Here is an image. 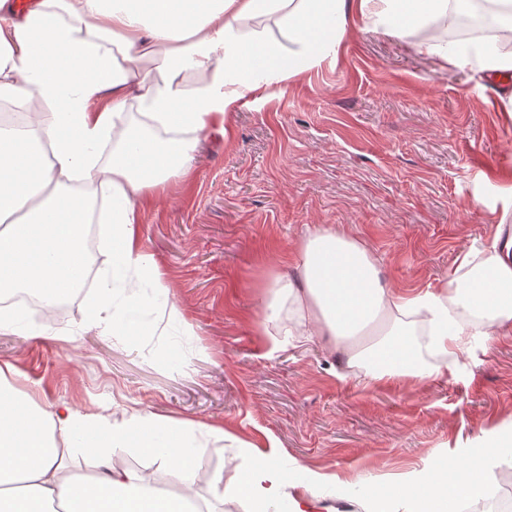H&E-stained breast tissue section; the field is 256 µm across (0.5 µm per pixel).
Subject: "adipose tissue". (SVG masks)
<instances>
[{
    "label": "adipose tissue",
    "instance_id": "adipose-tissue-1",
    "mask_svg": "<svg viewBox=\"0 0 512 512\" xmlns=\"http://www.w3.org/2000/svg\"><path fill=\"white\" fill-rule=\"evenodd\" d=\"M469 0H32L22 12L0 0V99H39L52 120L15 132L0 128V298L23 292L51 307L81 287L89 259L85 228L108 226L112 266L100 286L101 310L116 336L142 333L140 306L122 288L130 272L161 273L139 243L140 207L172 177L187 175L193 144L184 130L223 124L247 94L320 66L338 55L353 18L394 37L460 13ZM274 21L281 39L262 24ZM446 66L476 64L485 78L512 80V51L500 39L468 47L429 45ZM161 57L160 80L146 81L141 57ZM201 84L184 87L186 73ZM104 101L90 111L92 101ZM138 105L153 127L121 125ZM112 157L101 162L104 146ZM295 272L273 273L260 299L261 324L284 336L328 337L365 388L400 379L454 375L453 357L480 336L512 330V236L494 235L466 254L463 275L435 289L400 291L383 283L375 258L331 229L307 237ZM378 328L373 344L358 343ZM426 332L429 343L418 334ZM437 361L423 362L425 352ZM20 373L0 361V512H215L231 496L247 512H339L338 475L278 461L237 441L249 459L234 482L201 490L200 439L227 440L223 428L153 414L118 422L65 404H39L19 390ZM136 449L169 470L177 494L160 491L152 473L123 468ZM90 456L95 477H64L67 452ZM512 458V428L466 449L458 464L429 457L423 468L367 487L387 512H462L475 506L499 463Z\"/></svg>",
    "mask_w": 512,
    "mask_h": 512
}]
</instances>
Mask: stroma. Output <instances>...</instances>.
I'll use <instances>...</instances> for the list:
<instances>
[{"mask_svg":"<svg viewBox=\"0 0 512 512\" xmlns=\"http://www.w3.org/2000/svg\"><path fill=\"white\" fill-rule=\"evenodd\" d=\"M430 43L352 20L336 60L229 109L226 135L188 132L190 175L141 214L167 288L156 295L129 275L144 334L108 332L96 287L54 319L27 310L37 335L0 334L21 389L117 421L153 413L275 440L283 457L355 480L339 492L341 512H364L362 481L512 426V331L458 354L453 379L368 390L340 378L323 341L294 336L270 352L259 323L260 283L291 272L289 255L316 229L359 241L405 289L440 287L493 225H512V94L441 67ZM175 309L189 333L173 328ZM199 453L209 480L247 463L228 441Z\"/></svg>","mask_w":512,"mask_h":512,"instance_id":"35a3bbf8","label":"stroma"}]
</instances>
